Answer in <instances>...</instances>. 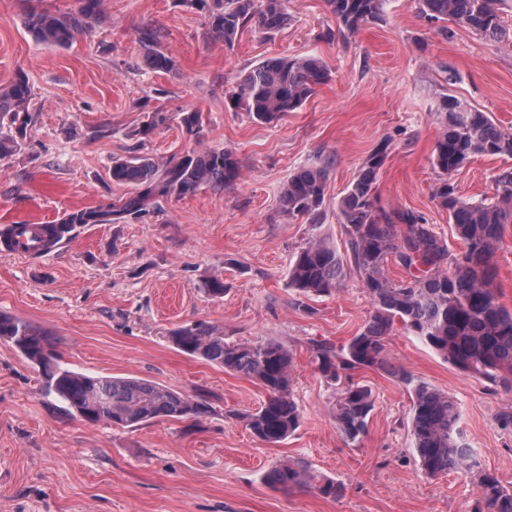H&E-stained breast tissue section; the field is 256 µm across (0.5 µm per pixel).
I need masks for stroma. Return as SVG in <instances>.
Listing matches in <instances>:
<instances>
[{
    "label": "stroma",
    "mask_w": 512,
    "mask_h": 512,
    "mask_svg": "<svg viewBox=\"0 0 512 512\" xmlns=\"http://www.w3.org/2000/svg\"><path fill=\"white\" fill-rule=\"evenodd\" d=\"M77 6L0 0V89L26 75L35 116L29 146L0 160V225L53 224L121 197L129 188L113 182L110 168L136 151L166 161L229 149L242 176L233 188H202L138 220L77 225L45 255L0 250V314L46 332L70 369L158 382L205 399L212 413L133 428L74 418L42 396L37 368L0 341V512H469L477 490L467 475L421 472L410 395L393 375L358 371L375 399L368 431L352 444L337 429L336 390L315 370L311 344L346 343L373 308L352 269L339 291L313 298L309 310L294 307L289 263L313 229L280 214L278 191L300 168L327 166L320 232L346 250L336 204L384 143L380 204L423 215L459 250L433 195L440 105L456 96L512 134V46L428 20L416 0H387L382 20L353 35L339 29L326 0H285L283 29L248 24L230 49L210 38L207 13L190 0H103V19L66 48L37 42L23 24L30 9ZM148 23L176 71L143 66L138 31ZM310 54L332 79L299 111L260 124L234 109L230 96L245 72ZM159 109L171 124L141 138ZM190 111L203 115L197 138L179 123ZM509 166L506 156H477L452 182L464 200L490 197L494 174ZM214 278L223 298L206 292ZM195 321L222 326L230 341L273 339L293 350L302 411L293 435L275 445L256 439L240 416L260 407L264 389L168 345L169 329ZM384 355L458 400L466 442L512 490V430L497 423L512 411V394L457 370L399 324ZM282 458L343 482L344 496L271 487L265 474Z\"/></svg>",
    "instance_id": "35a3bbf8"
}]
</instances>
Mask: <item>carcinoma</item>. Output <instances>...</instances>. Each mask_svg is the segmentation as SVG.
<instances>
[{"mask_svg": "<svg viewBox=\"0 0 512 512\" xmlns=\"http://www.w3.org/2000/svg\"><path fill=\"white\" fill-rule=\"evenodd\" d=\"M103 0H79L68 13L29 12L25 25L37 41L69 46L102 16ZM208 13L209 33L231 48L240 30L255 21L267 32L285 26L284 0H191ZM338 26L350 34L381 18L386 0H326ZM430 20L451 21L476 33L512 44V29L501 17L504 0H418ZM159 31L145 25L139 42L144 65L155 72L177 70L175 58L159 46ZM331 79L324 62L314 55L267 60L245 73L233 103L261 124L278 121L299 110L319 86ZM31 89L20 74L0 92V160L22 150L34 122L29 110ZM441 128L433 150V166L441 178L434 198L448 212V223L464 244L452 252L421 214L376 206L378 174L387 146L377 147L365 160L358 177L337 205L355 266L373 311L361 330L336 347L314 342L315 370L336 386L331 416L344 438L359 441L367 431L374 408L371 389L354 379V372L370 369L395 373L412 401V451L420 470L435 477L459 469L473 470V449L458 429L460 409L447 391L435 388L410 372L395 371L384 357V343L395 323L434 349L456 369L512 392V310L499 301L495 262L506 225L512 224V167L493 176L494 197L465 201L450 175L476 155L512 156V135L503 132L484 112L449 95L443 100ZM170 114L148 115L139 134L146 138L170 124ZM187 133L203 129L200 112L180 119ZM242 165L226 149L188 150L178 158L157 163L146 156L112 162V181L132 187L127 195L65 215L57 224L42 226L38 237L47 250L77 224H116L159 207L171 198L195 194L210 186L228 189L240 180ZM327 169L305 167L288 177L278 195V207L289 218H307L315 225L322 215ZM405 273L390 280L388 262ZM346 270L336 246L319 234L309 238L289 263L288 286L294 305L309 308L308 300L335 292ZM0 340L11 343L42 376L41 393L61 404L73 417L129 428L158 420H199L211 406L173 388L141 378H116L75 372L62 364L53 342L40 329L0 314ZM166 340L177 350L221 366L227 372L256 381L266 392L261 406L244 416L246 427L262 442L286 440L299 427L302 413L292 388L293 353L273 340L236 343L224 329L206 322L183 324L168 331ZM284 491L312 489L333 500L344 495V484L315 475L302 461L272 465L265 476ZM478 498L471 512H512V491L497 476L475 474Z\"/></svg>", "mask_w": 512, "mask_h": 512, "instance_id": "cac0c4a2", "label": "carcinoma"}]
</instances>
